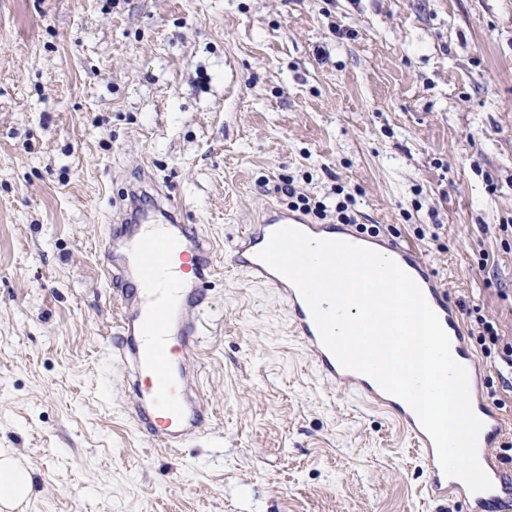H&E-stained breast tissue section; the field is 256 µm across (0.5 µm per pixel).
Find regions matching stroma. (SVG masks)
<instances>
[{
  "label": "stroma",
  "instance_id": "35a3bbf8",
  "mask_svg": "<svg viewBox=\"0 0 512 512\" xmlns=\"http://www.w3.org/2000/svg\"><path fill=\"white\" fill-rule=\"evenodd\" d=\"M289 182L353 193L512 339V0H0V451L33 486L13 512H436L406 436L321 383L230 262ZM135 189L215 250V430L177 452L137 433L109 356L99 245Z\"/></svg>",
  "mask_w": 512,
  "mask_h": 512
}]
</instances>
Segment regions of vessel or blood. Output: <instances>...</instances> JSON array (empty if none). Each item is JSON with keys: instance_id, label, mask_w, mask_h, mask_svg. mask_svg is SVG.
<instances>
[{"instance_id": "obj_1", "label": "vessel or blood", "mask_w": 512, "mask_h": 512, "mask_svg": "<svg viewBox=\"0 0 512 512\" xmlns=\"http://www.w3.org/2000/svg\"><path fill=\"white\" fill-rule=\"evenodd\" d=\"M158 210L160 219L151 221L143 212L131 209L124 219L109 226L102 267L118 305L110 352L133 398L130 417L145 438L176 450L203 437L214 418L192 353L207 335V288L217 266L213 249L197 225L182 223L179 209L166 203H159ZM286 226L321 238L337 232L343 241L387 252L432 302L442 326L455 340L456 353L472 371H479L476 356L466 347L465 324L449 302L446 288L412 246L368 238L346 225L310 224L274 208L266 212L261 223L239 236L229 250L234 266L276 288L288 311L290 329L322 381L341 386L384 410L405 433L417 463L427 474L425 497L433 502L453 499L459 484L443 472L434 444L413 409L372 384L369 376L343 368L324 345L311 310L296 287L258 260V252L267 246L272 234ZM476 403L483 422L480 446L493 448L505 436L507 421L485 398H477ZM499 486V493L486 491L466 503V512H504L512 502V481L500 480Z\"/></svg>"}]
</instances>
